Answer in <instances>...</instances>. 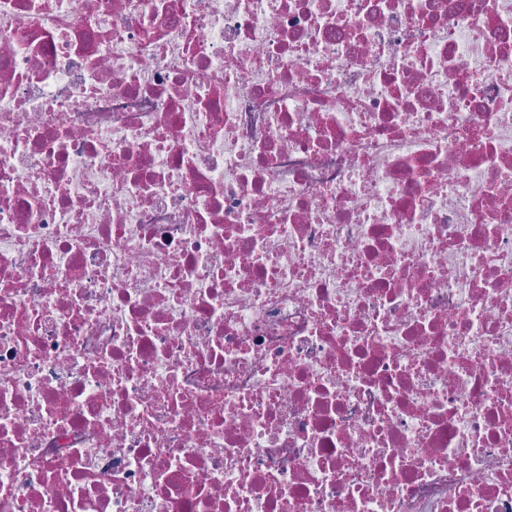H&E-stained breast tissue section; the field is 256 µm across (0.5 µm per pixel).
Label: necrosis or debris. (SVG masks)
I'll return each mask as SVG.
<instances>
[{
  "mask_svg": "<svg viewBox=\"0 0 512 512\" xmlns=\"http://www.w3.org/2000/svg\"><path fill=\"white\" fill-rule=\"evenodd\" d=\"M0 512H512V0H0Z\"/></svg>",
  "mask_w": 512,
  "mask_h": 512,
  "instance_id": "obj_1",
  "label": "necrosis or debris"
}]
</instances>
